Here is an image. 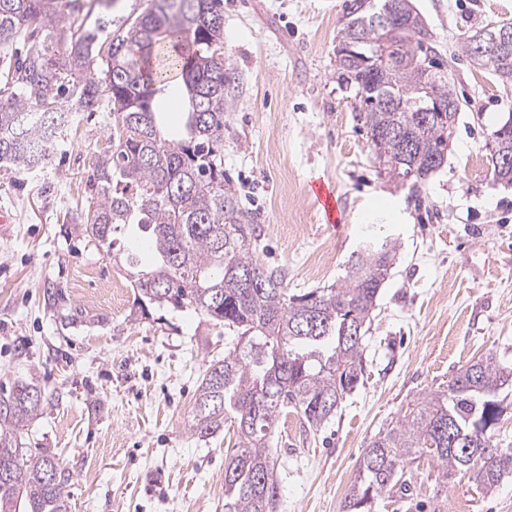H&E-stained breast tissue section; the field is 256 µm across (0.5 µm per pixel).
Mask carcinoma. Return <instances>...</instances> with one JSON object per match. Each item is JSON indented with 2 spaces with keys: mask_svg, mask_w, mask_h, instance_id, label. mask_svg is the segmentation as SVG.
Masks as SVG:
<instances>
[{
  "mask_svg": "<svg viewBox=\"0 0 512 512\" xmlns=\"http://www.w3.org/2000/svg\"><path fill=\"white\" fill-rule=\"evenodd\" d=\"M116 0H0V165L29 170L48 160L61 129L57 104L71 112H110L112 151L95 158L96 204L75 231L110 252L116 235L135 224L146 233L149 271L130 268L136 301L198 309L239 334L240 345L212 363L200 383L191 431L201 437L233 428L224 455V512H277L280 484L267 436L283 414L312 428L336 413L364 375V328L388 278L396 242L369 239L327 288L291 292L282 270L263 265L261 233L224 183V107L235 78L224 65L222 0H149L102 40L104 17ZM345 0L339 44L373 56L385 34L379 16L392 7L412 19L392 41L388 64L371 71L349 56L338 69L356 87L379 167L391 178L424 179L440 167L446 132L461 111L447 74L432 96L453 108L425 121L418 92L426 60L442 54L409 0H369L361 12ZM461 51L504 85L512 83V49L491 62ZM181 77L189 102L186 136L169 137L153 111L154 86ZM493 174L512 183V128L494 131ZM260 270L265 285H246ZM512 390V368L490 355L467 365L444 390L427 395L406 422L378 434L365 450L345 496V512H375L378 500L410 488L405 463L426 450L444 484L469 475L484 494L512 473V448L494 443ZM0 410V512H68L70 475L48 456L23 458L16 431L49 403L21 384ZM59 479L51 481L50 472Z\"/></svg>",
  "mask_w": 512,
  "mask_h": 512,
  "instance_id": "1",
  "label": "carcinoma"
}]
</instances>
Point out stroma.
Segmentation results:
<instances>
[{
    "mask_svg": "<svg viewBox=\"0 0 512 512\" xmlns=\"http://www.w3.org/2000/svg\"><path fill=\"white\" fill-rule=\"evenodd\" d=\"M344 0H224V60L235 90L224 112V179L261 229L259 255L289 288H324L370 235L398 250L363 339L365 375L335 416L310 429L279 419L270 447L278 512H342L375 436L486 355L512 365V183L489 163L512 115V87L460 51L488 24L512 23V0H412L448 62L462 103L443 164L427 179L381 174L353 84L336 67ZM160 122L181 137L182 84L161 85ZM112 116L77 112L45 163L0 168V396L34 384L50 402L17 436L58 459L69 512H224L229 433L191 434L198 388L235 342L191 307L136 306L125 271L73 225L96 196L92 161ZM332 184L342 222L326 223L312 180ZM333 257L318 266L322 247ZM93 278L79 280L81 271ZM65 300L46 303V289ZM437 458L410 463L411 495L377 512H512V478L496 493L445 485Z\"/></svg>",
    "mask_w": 512,
    "mask_h": 512,
    "instance_id": "1",
    "label": "stroma"
}]
</instances>
